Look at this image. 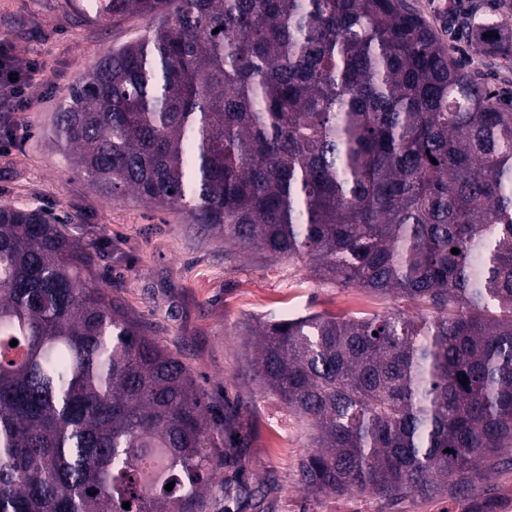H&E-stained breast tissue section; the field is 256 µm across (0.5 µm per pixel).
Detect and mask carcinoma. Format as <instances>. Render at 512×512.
<instances>
[{"instance_id":"carcinoma-1","label":"carcinoma","mask_w":512,"mask_h":512,"mask_svg":"<svg viewBox=\"0 0 512 512\" xmlns=\"http://www.w3.org/2000/svg\"><path fill=\"white\" fill-rule=\"evenodd\" d=\"M94 9L146 20L54 116L96 191L415 308L243 324V375L310 438L299 489L483 495L512 465V108L408 0ZM464 23L479 53L512 46L506 23ZM239 414L209 422L191 370L85 249L0 204V512H230Z\"/></svg>"}]
</instances>
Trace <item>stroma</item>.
<instances>
[{"label": "stroma", "mask_w": 512, "mask_h": 512, "mask_svg": "<svg viewBox=\"0 0 512 512\" xmlns=\"http://www.w3.org/2000/svg\"><path fill=\"white\" fill-rule=\"evenodd\" d=\"M413 3L465 68L498 92L502 104L512 103V51L474 53L461 25L469 13L512 17V0ZM144 26L138 16L97 21L78 0H0V40L34 66L30 111H14L13 100L0 97V203L43 210L61 221L66 237L88 248L97 280L192 370L209 418L222 419L225 402L238 405L235 446L223 475L246 479L239 512H482L488 502L494 512H512V466L493 471L483 499L415 498L386 507L367 493L308 498L300 491L296 471L307 433L276 396L241 375L243 322L382 315L409 304L320 280L305 258L271 262L259 251L226 254L182 215L108 200L69 166L48 137L54 113L75 80Z\"/></svg>", "instance_id": "1"}]
</instances>
